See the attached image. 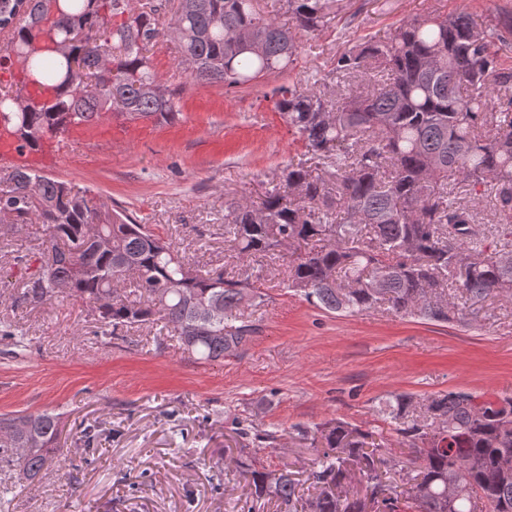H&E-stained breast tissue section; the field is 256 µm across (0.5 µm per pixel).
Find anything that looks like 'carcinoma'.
I'll list each match as a JSON object with an SVG mask.
<instances>
[{"label": "carcinoma", "mask_w": 512, "mask_h": 512, "mask_svg": "<svg viewBox=\"0 0 512 512\" xmlns=\"http://www.w3.org/2000/svg\"><path fill=\"white\" fill-rule=\"evenodd\" d=\"M57 2L59 19L45 26L47 0H0V30L10 31L0 65L23 75L22 86L0 89V129L21 149L93 126L118 98L133 119L178 120L177 92L157 83L148 56L165 36L179 43L194 82L236 88L293 69L301 38L322 31L330 10V0H282L286 26L259 0H179L164 21L150 3L136 11L132 0ZM504 48H512V9L480 22L465 11L436 12L337 54L334 69L348 88L334 99L279 87L274 109L304 153L261 206L227 207L225 232L240 257L263 258L288 237L298 254L286 288L335 313L386 304L453 322L488 299H511L512 65ZM0 181V221L44 226L48 258L26 283L25 302L79 300L105 335L161 322L204 363L253 341L256 328L240 309L247 292L258 293L248 272L203 271L150 225L109 207L101 216L40 171L17 166ZM489 192L492 238L476 230ZM128 269L136 297L112 296L113 279ZM214 300L223 314L209 318L202 304ZM466 396L383 403L417 464L402 473L401 490L387 479V447L341 419L316 427L317 492L308 497L286 467L269 470L252 456L237 466L250 495L281 512H365L369 503L374 512H512V466L503 467L512 463V397H484L476 412ZM61 433L58 413L1 417L0 466L37 478L62 451Z\"/></svg>", "instance_id": "carcinoma-1"}]
</instances>
